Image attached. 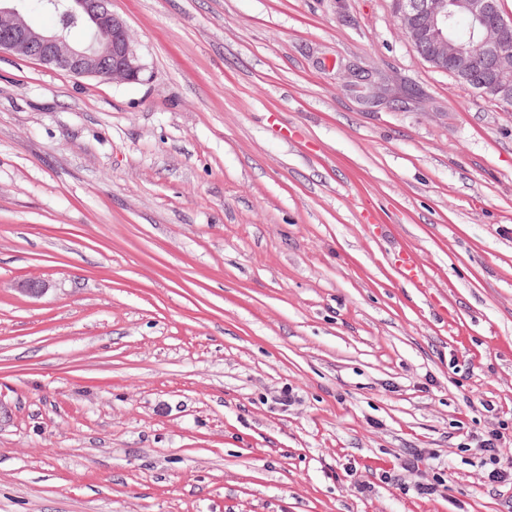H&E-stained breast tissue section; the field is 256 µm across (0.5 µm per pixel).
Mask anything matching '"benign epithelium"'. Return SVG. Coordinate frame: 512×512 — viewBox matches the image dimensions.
<instances>
[{"instance_id":"1","label":"benign epithelium","mask_w":512,"mask_h":512,"mask_svg":"<svg viewBox=\"0 0 512 512\" xmlns=\"http://www.w3.org/2000/svg\"><path fill=\"white\" fill-rule=\"evenodd\" d=\"M68 2L69 14L91 28L90 42L74 46L60 29L36 26L21 0H0V54L32 57L74 76L140 80L145 65L127 24L110 9L111 0ZM396 14L398 29L421 58L512 107V17L504 16L500 0H397ZM459 17L470 20L479 60L454 35Z\"/></svg>"}]
</instances>
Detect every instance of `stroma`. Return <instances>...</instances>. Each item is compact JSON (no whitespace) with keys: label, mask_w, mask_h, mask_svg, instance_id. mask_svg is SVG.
I'll return each instance as SVG.
<instances>
[{"label":"stroma","mask_w":512,"mask_h":512,"mask_svg":"<svg viewBox=\"0 0 512 512\" xmlns=\"http://www.w3.org/2000/svg\"><path fill=\"white\" fill-rule=\"evenodd\" d=\"M111 9L140 81L0 55V512H512V110L393 0ZM506 427L491 429L476 440L477 460L475 466L479 479L488 485H512V458L504 459L498 454V448L505 439Z\"/></svg>","instance_id":"1"}]
</instances>
